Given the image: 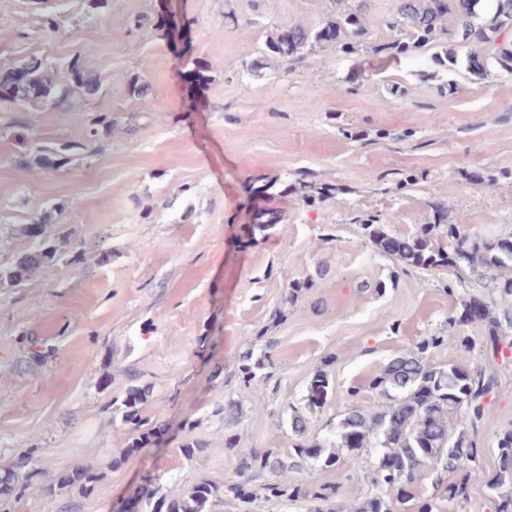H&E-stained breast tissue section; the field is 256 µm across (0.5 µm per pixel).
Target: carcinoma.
I'll list each match as a JSON object with an SVG mask.
<instances>
[{
	"instance_id": "obj_1",
	"label": "carcinoma",
	"mask_w": 512,
	"mask_h": 512,
	"mask_svg": "<svg viewBox=\"0 0 512 512\" xmlns=\"http://www.w3.org/2000/svg\"><path fill=\"white\" fill-rule=\"evenodd\" d=\"M354 5L343 9L322 28L311 30L295 25L279 34L269 43V50L282 59H292L310 45L330 43L333 38L352 27L363 31L367 20L366 0H353ZM483 0H398L397 12L387 21V27L402 38L392 48L404 53L411 48L421 49L435 42L442 35L454 43H489L488 33L512 29V0H493L494 13L489 27L477 23V5ZM27 72L25 82L10 87L0 94V100L26 110L55 108L62 102V95L74 87L83 94L94 96L100 85L83 73L76 62L65 61L48 73L44 59L32 54L15 64ZM112 125L104 112L88 111L86 130L96 138ZM363 234L373 240L384 253L421 268L455 269L466 265L480 271L485 285L496 290L504 300L512 301V276L499 274L512 267V236L498 238L480 246L469 241L450 224L443 230L439 224H426L416 234L395 238L378 224L361 225ZM440 235L448 239V248H436L432 238ZM48 258L45 252L22 256L14 275L22 273ZM459 322L478 319L486 322L488 330L487 351L501 352L500 321L486 307L472 299L461 300ZM445 342L442 336H428L415 349L402 352L386 365L375 377L370 388L385 399L383 405L370 413L353 409L341 420L336 439L338 447L350 452L368 446L381 450L379 466L383 471L372 481V491L361 500L354 512H398V506L419 499L417 512H440L432 498L421 493L424 481L434 472H455L460 468L482 470V460L475 434L485 416L483 399L491 394L497 384L494 375L481 369H467L448 363L432 365L426 353ZM251 346L241 352L236 364L241 381L249 385L265 368L269 354L255 355ZM149 393L145 386L133 385L121 403H112L114 414L126 424L133 425L132 437L121 455L129 458L153 441L159 428L145 429L140 421L138 406ZM331 393L330 379L320 368L312 376L304 398V410L292 409L290 426L301 436L306 430L304 412L313 413L324 408ZM325 442L301 441L293 446L294 461L288 463L271 450H240L235 470L239 481L219 485L201 479L183 493L171 495L155 484V478L144 479L146 491L137 501V512H211V505L224 496L231 497L238 512H253L258 494L269 501L285 506H295L301 512H333L328 503L336 497L333 483L303 487L288 479V470L302 469L320 464L331 467L336 463V453H325ZM498 471L488 480L494 492L512 482V431L498 440ZM35 474L29 473L20 480L14 470L0 472V497L29 489ZM95 474L76 466L58 476V483L81 493L90 490ZM436 487H444L441 500L448 503L466 497L467 483L443 485L442 476L434 479Z\"/></svg>"
}]
</instances>
